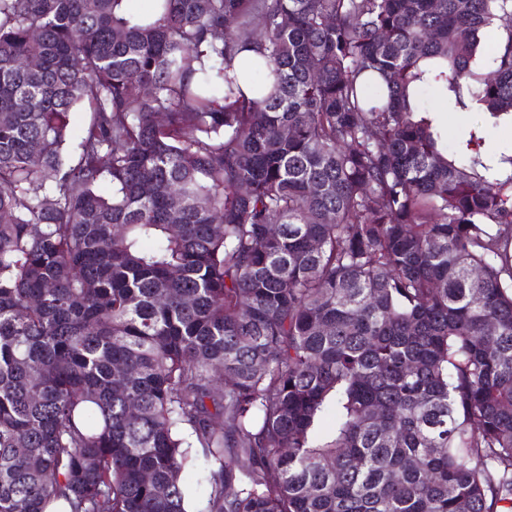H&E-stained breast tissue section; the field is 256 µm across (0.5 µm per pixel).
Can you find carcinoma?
I'll return each instance as SVG.
<instances>
[{
  "label": "carcinoma",
  "instance_id": "carcinoma-1",
  "mask_svg": "<svg viewBox=\"0 0 512 512\" xmlns=\"http://www.w3.org/2000/svg\"><path fill=\"white\" fill-rule=\"evenodd\" d=\"M121 2L0 0V512H512V0ZM427 106L436 112H431V115L439 118L441 127L446 126L445 133L448 151L458 150L463 146L466 139L469 138L471 131H480L481 135L485 138V145L483 147V158L488 165L489 150L497 145H504L508 151V155H512V123L493 119L489 114L482 112H446V107L442 103L438 93L434 90H429L426 94ZM448 114L451 115L452 121L448 126ZM491 166V165H490ZM492 168V166H491Z\"/></svg>",
  "mask_w": 512,
  "mask_h": 512
}]
</instances>
